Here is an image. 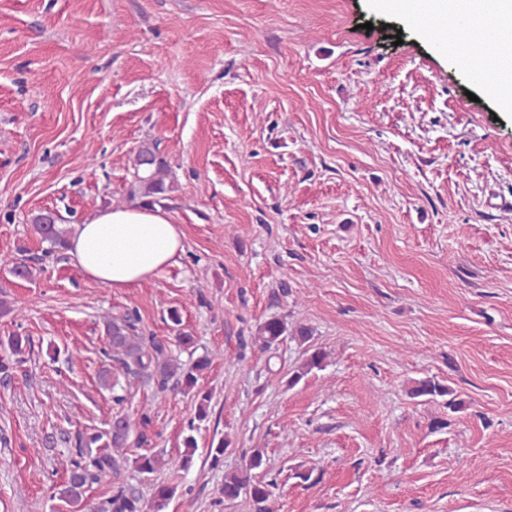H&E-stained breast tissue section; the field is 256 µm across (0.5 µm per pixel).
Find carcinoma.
Returning a JSON list of instances; mask_svg holds the SVG:
<instances>
[{
  "mask_svg": "<svg viewBox=\"0 0 512 512\" xmlns=\"http://www.w3.org/2000/svg\"><path fill=\"white\" fill-rule=\"evenodd\" d=\"M133 167L135 181L130 189V196H137L142 202L154 205H160L168 199V193L172 190V183L169 182L170 168L156 147L148 144L141 146L133 159ZM32 226L41 242L47 244L46 253L53 254L65 250L70 232L65 225L59 223V217L56 216L50 221L46 214L40 212L32 218ZM22 253L21 248L14 253L1 252L0 268L7 270L15 278L32 280L42 268L30 264ZM168 319L177 327L178 345L186 350L193 347L194 337L181 329L179 311L169 310ZM139 322L140 317L135 309L127 311L122 316L106 318L105 327L112 360L127 376H134L141 371L148 372V376L155 380L161 391L172 386L180 387L186 393L194 392L197 401L195 420H208L211 394L197 388V382L199 376L209 368L211 359L204 355L190 364L181 362L170 355L153 337L139 331ZM288 335L298 338L303 344L311 339L308 328L301 326L290 333L286 323L277 317L264 321L258 330V340L264 349L271 348ZM305 354L302 364L290 373L288 385L293 386L312 370L325 367L328 358L325 350L309 347ZM102 385L112 389V402L115 405L123 404L125 396L121 391L125 390V387L121 384L119 376L106 372L102 377ZM410 395L414 398L424 397L428 401L446 396V406L450 412L454 413L460 409V402L452 397V391L448 386L432 377L414 381ZM113 420L115 424L104 432L77 433L74 448L65 459L59 461L62 469L67 472L68 479L58 492V497L72 508L73 512H82L81 504L88 486L99 482L107 473L116 474L120 471L116 453L127 447L134 422L119 411ZM231 444L232 440L227 436L210 443L207 457L211 459L212 465L217 467L223 463L224 453ZM184 447L185 451L182 454L167 459L155 454H140L133 459L134 468L146 478L163 466L174 472L187 471L192 466L197 450L196 438L192 435L186 436ZM266 467L267 458L264 451L254 450L241 470L224 474V483L220 488L224 500L234 501L244 495L252 501L255 512H267L266 502L272 495L271 487L274 483L265 480ZM175 490L176 487L170 485L155 487L154 512H163ZM95 512H143L141 498L135 491L123 485L118 486L112 491V495L97 506Z\"/></svg>",
  "mask_w": 512,
  "mask_h": 512,
  "instance_id": "cac0c4a2",
  "label": "carcinoma"
}]
</instances>
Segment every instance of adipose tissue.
I'll return each mask as SVG.
<instances>
[{
    "label": "adipose tissue",
    "instance_id": "ef3b65f1",
    "mask_svg": "<svg viewBox=\"0 0 512 512\" xmlns=\"http://www.w3.org/2000/svg\"><path fill=\"white\" fill-rule=\"evenodd\" d=\"M410 17L453 14L484 21L512 37V0H406ZM184 233L169 212L135 202L91 213L77 225L68 253L87 278L109 288H129L170 266L183 250Z\"/></svg>",
    "mask_w": 512,
    "mask_h": 512
}]
</instances>
